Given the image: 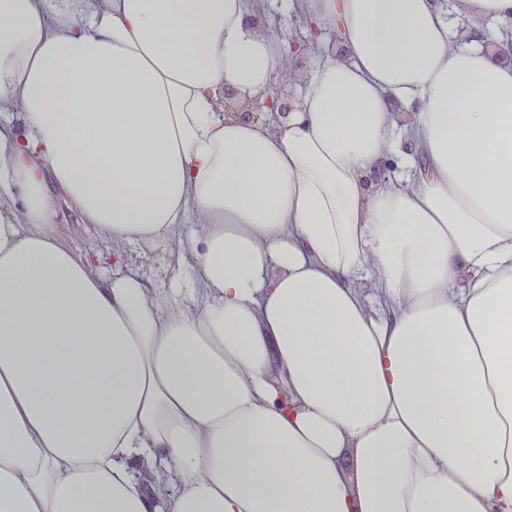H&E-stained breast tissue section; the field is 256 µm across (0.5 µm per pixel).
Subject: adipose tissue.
<instances>
[{"label":"adipose tissue","instance_id":"ef3b65f1","mask_svg":"<svg viewBox=\"0 0 512 512\" xmlns=\"http://www.w3.org/2000/svg\"><path fill=\"white\" fill-rule=\"evenodd\" d=\"M511 19L0 0V512H512ZM269 28L276 31L281 36L287 38H294L296 41L308 37L307 27L304 22L299 18L296 13H276L270 20ZM62 213L60 232L74 247H83L91 237V231L86 224H82L77 213L69 210L63 203L59 204Z\"/></svg>","mask_w":512,"mask_h":512}]
</instances>
